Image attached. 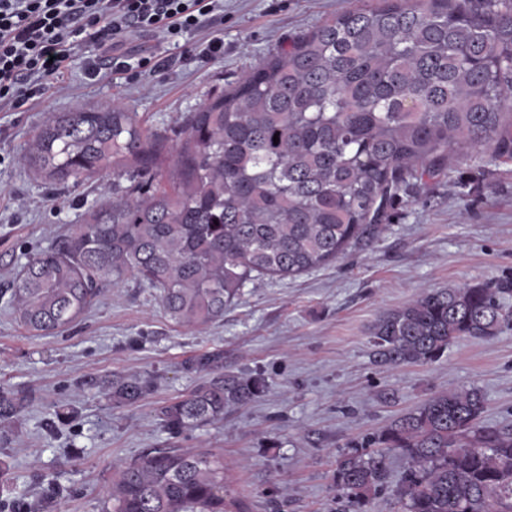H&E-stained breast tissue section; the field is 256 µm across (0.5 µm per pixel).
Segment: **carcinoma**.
<instances>
[{
  "label": "carcinoma",
  "instance_id": "obj_1",
  "mask_svg": "<svg viewBox=\"0 0 512 512\" xmlns=\"http://www.w3.org/2000/svg\"><path fill=\"white\" fill-rule=\"evenodd\" d=\"M512 0H377L336 15L190 113L175 156L114 105L51 113L25 148L50 185L112 170V194L69 227L56 251L13 282L29 332H63L127 273L159 292L165 315L201 328L255 276H295L335 261L388 220L394 204L446 179L459 148L481 166L512 161ZM279 142H274L273 137ZM512 329V271L426 291L380 316L375 360L424 364L459 338ZM196 369L224 366V352ZM151 381L112 379L134 402ZM265 380L222 375L160 408L172 434L259 398ZM23 400L0 395V418ZM477 387L440 392L375 439L405 457L403 512H512V428L483 426ZM384 458L338 460L339 512H369ZM105 512H242L224 458L157 449L121 466Z\"/></svg>",
  "mask_w": 512,
  "mask_h": 512
}]
</instances>
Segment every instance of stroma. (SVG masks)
I'll return each mask as SVG.
<instances>
[{
  "label": "stroma",
  "mask_w": 512,
  "mask_h": 512,
  "mask_svg": "<svg viewBox=\"0 0 512 512\" xmlns=\"http://www.w3.org/2000/svg\"><path fill=\"white\" fill-rule=\"evenodd\" d=\"M367 0H224L222 59L181 61L206 32L162 44L130 38L126 74L100 73L86 39L51 93L0 111V392L24 399L0 422V499L23 497L39 512H101L117 468L155 448L213 451L244 512H337V459L442 391L478 386L486 424L512 427V330L462 338L436 362L383 366L371 329L422 292L512 270V162L475 170L470 193L440 182L391 212L384 229L313 271L249 282L223 317L197 331L172 324L154 289L133 275L105 288L61 333L35 336L12 314L13 280L28 256L56 246L111 184L77 191L45 184L23 149L51 112L119 103L176 144L187 115L325 20ZM171 56L167 70L153 66ZM220 350L224 370L266 382L263 395L177 436L158 411L209 381L200 355ZM152 381L127 403L115 377ZM53 474L46 501L39 477Z\"/></svg>",
  "instance_id": "35a3bbf8"
}]
</instances>
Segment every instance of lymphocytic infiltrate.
<instances>
[{
  "instance_id": "lymphocytic-infiltrate-1",
  "label": "lymphocytic infiltrate",
  "mask_w": 512,
  "mask_h": 512,
  "mask_svg": "<svg viewBox=\"0 0 512 512\" xmlns=\"http://www.w3.org/2000/svg\"><path fill=\"white\" fill-rule=\"evenodd\" d=\"M223 19L222 0H0V110L45 93L86 36L103 50L100 69L121 74V48L136 34L175 41L207 27L212 35L199 57H221L224 41L214 30Z\"/></svg>"
}]
</instances>
